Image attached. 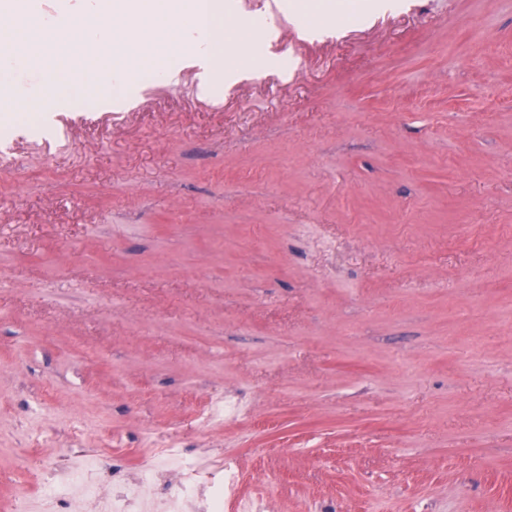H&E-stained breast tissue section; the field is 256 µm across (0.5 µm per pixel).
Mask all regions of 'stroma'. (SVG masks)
I'll list each match as a JSON object with an SVG mask.
<instances>
[{"mask_svg": "<svg viewBox=\"0 0 512 512\" xmlns=\"http://www.w3.org/2000/svg\"><path fill=\"white\" fill-rule=\"evenodd\" d=\"M223 2L246 75L0 88V512H512V0Z\"/></svg>", "mask_w": 512, "mask_h": 512, "instance_id": "35a3bbf8", "label": "stroma"}]
</instances>
